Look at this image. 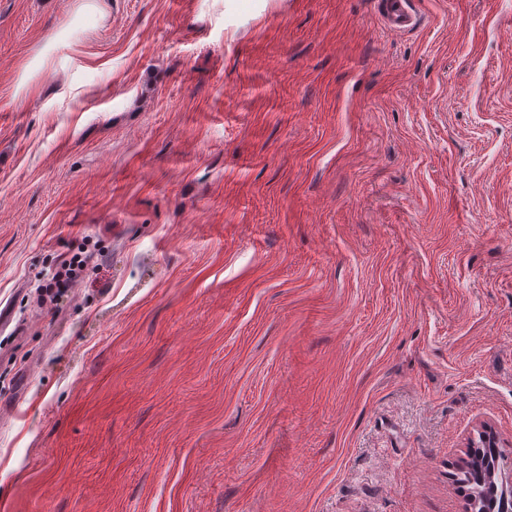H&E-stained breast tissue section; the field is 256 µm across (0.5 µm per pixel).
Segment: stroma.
Segmentation results:
<instances>
[{"instance_id": "obj_1", "label": "stroma", "mask_w": 512, "mask_h": 512, "mask_svg": "<svg viewBox=\"0 0 512 512\" xmlns=\"http://www.w3.org/2000/svg\"><path fill=\"white\" fill-rule=\"evenodd\" d=\"M413 3L0 0V512H467L512 0ZM411 0H381V17L389 34L398 35L416 23ZM93 258L94 256L90 255L86 260H64L52 278V280H55V288H73L80 284L86 276L87 260Z\"/></svg>"}]
</instances>
